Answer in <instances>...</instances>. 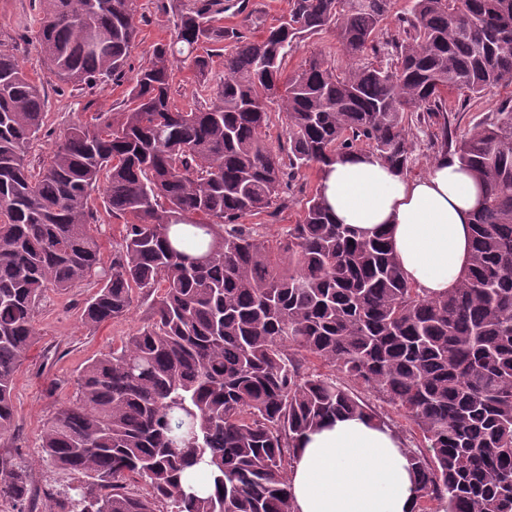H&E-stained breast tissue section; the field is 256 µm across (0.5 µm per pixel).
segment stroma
<instances>
[{
  "instance_id": "obj_1",
  "label": "stroma",
  "mask_w": 512,
  "mask_h": 512,
  "mask_svg": "<svg viewBox=\"0 0 512 512\" xmlns=\"http://www.w3.org/2000/svg\"><path fill=\"white\" fill-rule=\"evenodd\" d=\"M171 0H136L142 18L140 32L128 60L130 72L143 66L157 43L168 41L175 18ZM224 24L235 27L245 14L260 16L265 24L287 16L288 0H224ZM39 13L36 0H0V46L10 49L24 71L46 81L45 126L35 142L33 155H44L54 148L60 134L79 122H88L98 112L117 111L123 98L112 84L77 89L47 80L44 58L36 39ZM328 54L333 66L344 69L349 60L336 44L334 29L311 34L296 43L286 60L287 69L299 68L316 53ZM512 97L511 87H495L482 97L455 105L449 114V135H458L490 116L499 103ZM96 280L84 282L65 294L48 293L38 313L37 343L28 352L14 380L15 432L0 441V453H8L31 466L32 486L38 492L36 512H56L55 495L69 478L40 459L41 435L45 424L71 399L84 364L96 354L119 347L122 341L143 326L145 308L135 305L126 317L98 326L86 325L82 308L95 291ZM354 393L381 413L388 425L403 439L408 450L421 451L420 431L405 420L379 394L361 386Z\"/></svg>"
}]
</instances>
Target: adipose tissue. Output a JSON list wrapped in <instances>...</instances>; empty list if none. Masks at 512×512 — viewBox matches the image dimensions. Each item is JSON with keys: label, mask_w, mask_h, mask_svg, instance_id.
Returning <instances> with one entry per match:
<instances>
[{"label": "adipose tissue", "mask_w": 512, "mask_h": 512, "mask_svg": "<svg viewBox=\"0 0 512 512\" xmlns=\"http://www.w3.org/2000/svg\"><path fill=\"white\" fill-rule=\"evenodd\" d=\"M320 187L337 223L387 228L407 278L430 297L455 285L469 258L482 186L441 159L412 179L353 153L326 166ZM293 512H418L419 493L401 437L389 426L342 415L309 433L289 471Z\"/></svg>", "instance_id": "obj_1"}]
</instances>
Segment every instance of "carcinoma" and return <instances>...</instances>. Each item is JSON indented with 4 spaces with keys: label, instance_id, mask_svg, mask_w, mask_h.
Masks as SVG:
<instances>
[{
    "label": "carcinoma",
    "instance_id": "cac0c4a2",
    "mask_svg": "<svg viewBox=\"0 0 512 512\" xmlns=\"http://www.w3.org/2000/svg\"><path fill=\"white\" fill-rule=\"evenodd\" d=\"M290 0L288 19L252 39L221 25L223 0L171 5L170 41L133 80L136 0H39L49 78L123 88L119 112L67 128L29 159L44 126V83L0 49V440L15 429L14 377L36 343L48 292L92 277L85 323L124 317L134 291L147 322L89 359L73 399L47 423L42 459L77 484L57 512H291L299 441L339 415L380 416L314 357L381 393L421 432L411 453L434 512H512V98L448 150L452 94L512 87V0ZM333 28L352 61L319 53L293 71L303 34ZM232 42L212 82V46ZM386 54L374 66L365 57ZM197 96H171L174 62ZM286 114L268 142V104ZM485 187L467 265L431 298L407 279L390 236L329 215L320 189L276 242L247 217L286 204L304 176L357 152L410 171L412 128ZM129 217L109 270L96 199ZM204 465L210 492L184 483ZM29 465L0 455V500L33 512ZM137 490H132V487Z\"/></svg>",
    "mask_w": 512,
    "mask_h": 512
}]
</instances>
